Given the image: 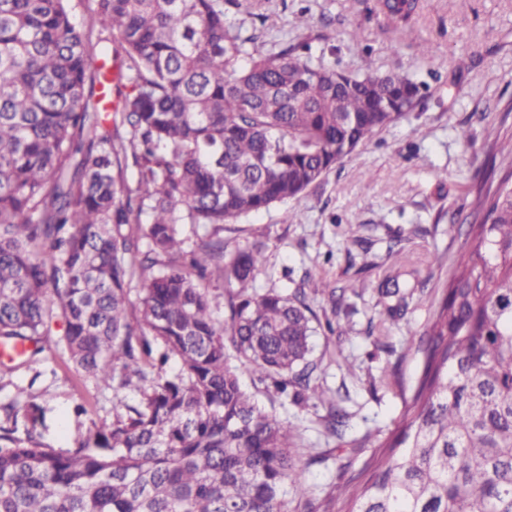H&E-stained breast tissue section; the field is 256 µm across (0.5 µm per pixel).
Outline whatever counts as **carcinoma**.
Returning a JSON list of instances; mask_svg holds the SVG:
<instances>
[{"mask_svg":"<svg viewBox=\"0 0 512 512\" xmlns=\"http://www.w3.org/2000/svg\"><path fill=\"white\" fill-rule=\"evenodd\" d=\"M226 3L255 6L90 0L76 23L70 0H0V340L37 344L61 319L78 373L140 394L66 452L0 425V512H512V136L485 152L496 185L470 189L400 426L336 493L289 508L301 435L241 375L365 447L311 358L317 329H342L310 297L336 316L347 288L259 293L265 244L228 255L221 232L303 194L428 85L374 72L367 46L357 72L307 40L268 53ZM418 4L377 0L385 29L410 38ZM187 224L212 231L187 248ZM387 261L378 294L401 319L403 250Z\"/></svg>","mask_w":512,"mask_h":512,"instance_id":"obj_1","label":"carcinoma"}]
</instances>
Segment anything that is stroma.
<instances>
[{
    "label": "stroma",
    "instance_id": "stroma-1",
    "mask_svg": "<svg viewBox=\"0 0 512 512\" xmlns=\"http://www.w3.org/2000/svg\"><path fill=\"white\" fill-rule=\"evenodd\" d=\"M376 0H261L253 17L227 7L226 19L256 35L265 51L275 52L283 40L311 39L315 58L342 61L351 71L362 65L359 46H369L373 68L397 71L421 80L429 90L419 106L366 146L346 158L304 194L275 204L225 230L229 247L245 241L267 246L257 291L290 292L308 276L331 286L354 285L349 309L340 314L342 336L315 333L314 357L324 358L322 383L350 415L348 437L369 436L367 448H337L321 434L318 409L280 404L257 391L259 405L296 425L305 442L294 454L307 474L310 495L324 497L333 485L356 474L372 454L371 447L395 431L402 419L404 396L381 384L383 370L397 371L405 389L413 388L423 359L413 339L419 336L430 301L452 274L451 260L462 230L450 226L449 210L469 208L472 178L487 147L486 123L479 114L499 119L512 100V0H421L412 39L396 41L383 30L373 11ZM433 53L422 57L418 42ZM469 125L472 147L456 137ZM292 222H285V213ZM411 234L404 251L418 270L414 309L400 321L386 320L378 303L382 263L397 234ZM445 258L443 265L433 255ZM62 324L51 326L43 353L18 372L0 376V402L26 389L40 407L37 415L19 411L9 426L17 437L40 433L58 450L93 425L111 423L113 408L140 400L138 392L96 386L83 380L55 341ZM86 413L76 414L77 404Z\"/></svg>",
    "mask_w": 512,
    "mask_h": 512
}]
</instances>
